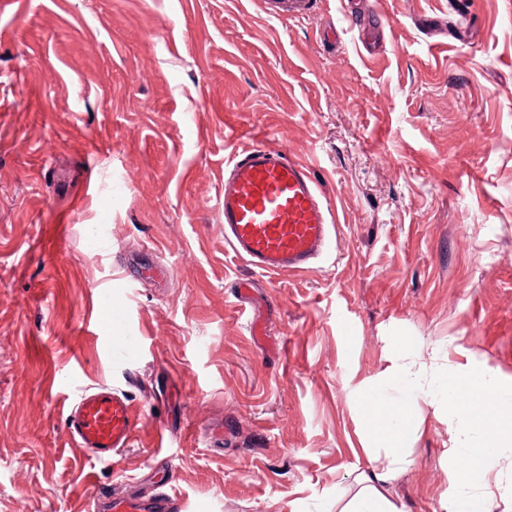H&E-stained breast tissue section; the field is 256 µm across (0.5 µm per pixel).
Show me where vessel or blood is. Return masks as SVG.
I'll return each instance as SVG.
<instances>
[{
  "label": "vessel or blood",
  "instance_id": "vessel-or-blood-1",
  "mask_svg": "<svg viewBox=\"0 0 512 512\" xmlns=\"http://www.w3.org/2000/svg\"><path fill=\"white\" fill-rule=\"evenodd\" d=\"M274 17L306 15L312 0H264ZM224 178V242L250 266L270 273L304 272L328 251L335 217L312 168L280 148L256 143L232 151ZM64 425L76 446L109 461L130 445L138 417L130 397L99 387L69 406ZM88 512H178L170 495L146 502L105 490Z\"/></svg>",
  "mask_w": 512,
  "mask_h": 512
}]
</instances>
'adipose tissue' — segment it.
Segmentation results:
<instances>
[{
  "mask_svg": "<svg viewBox=\"0 0 512 512\" xmlns=\"http://www.w3.org/2000/svg\"><path fill=\"white\" fill-rule=\"evenodd\" d=\"M462 380L470 384V392L457 391L456 386ZM488 385L483 374L472 373L462 378L451 371L440 378L435 388V399L445 401L453 413L463 449L512 446V405L505 401L488 402ZM362 400L366 406L363 418L369 435L394 451L386 466L371 470L373 481L386 483L395 479L405 464L399 450L407 437L410 407L391 398L382 388L364 392ZM482 401L488 402V410L479 409L478 404Z\"/></svg>",
  "mask_w": 512,
  "mask_h": 512,
  "instance_id": "adipose-tissue-1",
  "label": "adipose tissue"
}]
</instances>
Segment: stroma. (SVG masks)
I'll use <instances>...</instances> for the list:
<instances>
[{"instance_id": "1", "label": "stroma", "mask_w": 512, "mask_h": 512, "mask_svg": "<svg viewBox=\"0 0 512 512\" xmlns=\"http://www.w3.org/2000/svg\"><path fill=\"white\" fill-rule=\"evenodd\" d=\"M258 141L334 210L306 273L224 245V166ZM105 288L129 351L89 324ZM402 360L512 394V0H0V512L128 487L179 512H344L386 455L359 399L383 383L412 408L387 496L445 512L456 423ZM98 386L141 419L110 463L63 428ZM483 483L512 512V447ZM312 3L311 0H264L267 13L274 17L305 16Z\"/></svg>"}]
</instances>
